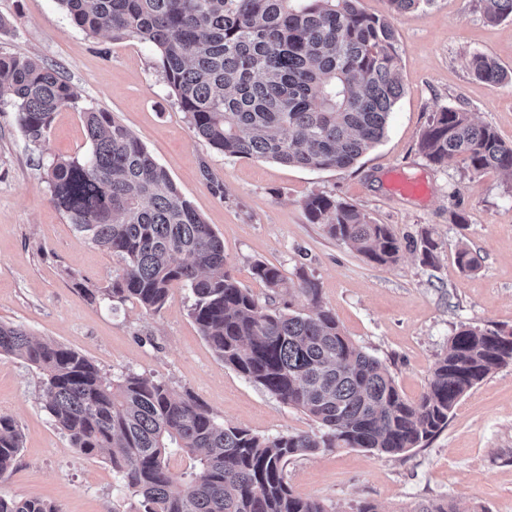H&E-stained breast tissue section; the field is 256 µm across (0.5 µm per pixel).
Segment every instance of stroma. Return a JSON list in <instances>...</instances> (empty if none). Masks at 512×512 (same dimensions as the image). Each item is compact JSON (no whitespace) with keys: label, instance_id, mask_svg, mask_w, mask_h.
<instances>
[{"label":"stroma","instance_id":"1","mask_svg":"<svg viewBox=\"0 0 512 512\" xmlns=\"http://www.w3.org/2000/svg\"><path fill=\"white\" fill-rule=\"evenodd\" d=\"M390 19L400 49L403 93L384 138L347 169L316 170L273 160L230 157L198 137L173 103L157 49L75 27L58 0H0V53L55 69L79 108L54 117L43 152L28 145L11 111L0 112V321L24 326L87 356L112 379L151 376L177 395L192 394L218 422L262 437L316 433L304 411L285 405L215 354L190 315L189 291L174 286L164 306L84 296L106 287L120 261L93 245L51 201L40 154L80 157L89 149L80 107L112 113L169 173L182 196L224 242L227 268L262 306L309 310L297 289L313 279L344 334L382 360L409 400L427 388L433 368L460 325L512 329V176L471 173L459 161L430 163L418 141L433 112L461 108L512 144V79L492 86L467 68L471 54L494 58L512 75V18L489 22L482 0H430L393 15L389 0H360ZM422 181L424 197L388 186L391 170ZM326 195L355 205L402 243L397 262L377 265L311 223L305 200ZM466 217L453 223V214ZM437 245L423 261L424 238ZM474 271L455 260L459 244ZM276 265L283 284L271 292L254 278L256 263ZM42 377L25 360L0 357V414L12 416L22 448L0 495L39 498L61 512H137L138 498L98 456L77 452L41 398ZM286 481L295 495L329 512H416L422 503L456 499L470 512H512V363L466 393L447 427L403 454L321 448L292 457Z\"/></svg>","mask_w":512,"mask_h":512}]
</instances>
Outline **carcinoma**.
Returning a JSON list of instances; mask_svg holds the SVG:
<instances>
[{"instance_id":"obj_1","label":"carcinoma","mask_w":512,"mask_h":512,"mask_svg":"<svg viewBox=\"0 0 512 512\" xmlns=\"http://www.w3.org/2000/svg\"><path fill=\"white\" fill-rule=\"evenodd\" d=\"M90 35L154 45L165 81L195 133L233 157L326 170L352 166L384 137L402 94L395 30L359 0H59ZM491 22L512 18V0H483ZM470 74L499 84L507 74L474 53ZM17 113L28 144L41 149L57 112L80 109L90 151L41 162L51 201L76 229L120 259L89 298L136 299L160 309L171 287L191 290V316L224 364L282 403L303 410L322 434L259 437L217 422L190 396L162 381L127 374L106 380L85 355L0 322V355L43 375L44 408L72 447L107 457L141 512H329L292 493L285 465L319 448L386 454L422 446L448 426L459 399L512 363V331L462 326L448 341L426 391L405 399L388 367L345 336L317 284L300 277L308 313L261 306L226 268L224 244L142 143L112 113L79 107L71 85L43 63L0 56V108ZM433 164L457 158L474 173L512 174V145L461 108L434 113L419 139ZM309 221L368 262L398 260L401 242L356 206L326 195L304 202ZM254 275L272 291L280 270ZM22 435L0 415V479L14 468ZM191 460L171 472L172 449ZM0 512H60L36 498L0 496ZM416 512H467L455 499Z\"/></svg>"}]
</instances>
